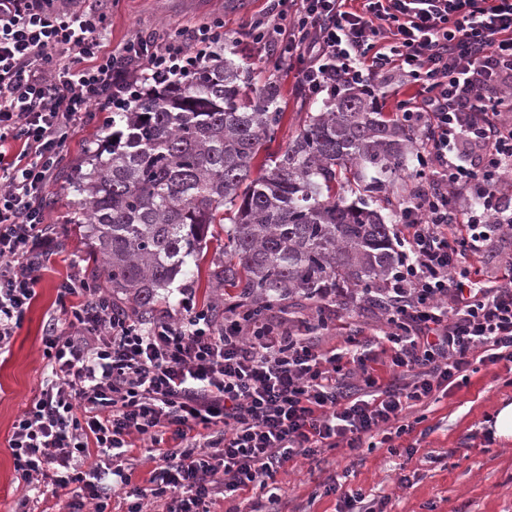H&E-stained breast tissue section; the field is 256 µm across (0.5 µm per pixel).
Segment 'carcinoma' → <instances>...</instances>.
I'll return each mask as SVG.
<instances>
[{
    "label": "carcinoma",
    "mask_w": 512,
    "mask_h": 512,
    "mask_svg": "<svg viewBox=\"0 0 512 512\" xmlns=\"http://www.w3.org/2000/svg\"><path fill=\"white\" fill-rule=\"evenodd\" d=\"M217 64L144 92L112 114V146L73 182L72 224L87 225L93 260L112 294L149 319L159 290L199 256L210 225L224 228L212 280L237 289L226 301L254 314L293 296L349 307L372 295L397 264L389 201L409 170L418 132L354 87L324 93L284 149L254 162L284 112L273 81L256 85L231 47Z\"/></svg>",
    "instance_id": "1"
}]
</instances>
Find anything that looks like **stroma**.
<instances>
[{
    "label": "stroma",
    "mask_w": 512,
    "mask_h": 512,
    "mask_svg": "<svg viewBox=\"0 0 512 512\" xmlns=\"http://www.w3.org/2000/svg\"><path fill=\"white\" fill-rule=\"evenodd\" d=\"M105 18L104 43L119 47L128 37H156L176 30L189 31L213 20L224 23V43L234 46L253 69L256 83L275 81L281 88L284 118L267 153L284 149L311 103L297 84L294 70L278 63L274 44H256L249 37L252 21L265 16L271 0H87ZM112 135L108 111L92 109L67 141L62 159L42 196L44 222L56 239L51 254L42 261L37 297L16 329L9 349L0 353V512H15L25 487L14 470L8 439L17 417L40 394L47 375L43 338L48 323L59 334L71 332L59 302L61 286L73 276L90 278L86 257L89 240L69 216L80 196L70 186L72 177L89 170L93 154L102 150ZM212 235L198 259L188 260V276L179 277L163 292L159 315L179 318L182 299L197 308L221 307L223 289L214 287L209 273L221 257L224 227L212 225ZM325 316L329 327L321 331L324 347L340 345L348 335H383L387 325L379 309L353 306L347 309L320 301L291 298L267 311V318L305 330ZM223 322V315L215 317ZM512 401V371L504 364H474L465 383L447 395L416 406L419 422L411 433L356 451L338 448L321 455L317 464L289 463L276 476L281 512H336L338 497L325 487L339 473H347L346 485L362 490L370 512H512V444L505 446L487 432L486 421L501 400ZM414 455H406L407 447ZM409 486H401L400 476Z\"/></svg>",
    "instance_id": "obj_1"
}]
</instances>
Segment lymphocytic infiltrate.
Instances as JSON below:
<instances>
[{"label":"lymphocytic infiltrate","mask_w":512,"mask_h":512,"mask_svg":"<svg viewBox=\"0 0 512 512\" xmlns=\"http://www.w3.org/2000/svg\"><path fill=\"white\" fill-rule=\"evenodd\" d=\"M104 18L79 0H0V351L36 296L43 188L91 107L127 110L148 85L173 84L224 43L222 22L141 36L115 50ZM273 41L309 98L326 88L413 87L396 117L425 135L419 184L400 209V260L385 282V336L316 343L239 306L216 325L185 305L143 323L82 278L70 298L72 335L48 329L50 373L13 424L14 469L36 512L38 482L70 490L66 512H127L144 498L163 512H211L248 490L277 505L276 474L325 450L409 433L413 407L466 379L475 360L512 364V256L483 273L492 244L512 238V0H275ZM155 463L132 485L135 451ZM113 459L110 467L102 458Z\"/></svg>","instance_id":"f902f5d3"}]
</instances>
